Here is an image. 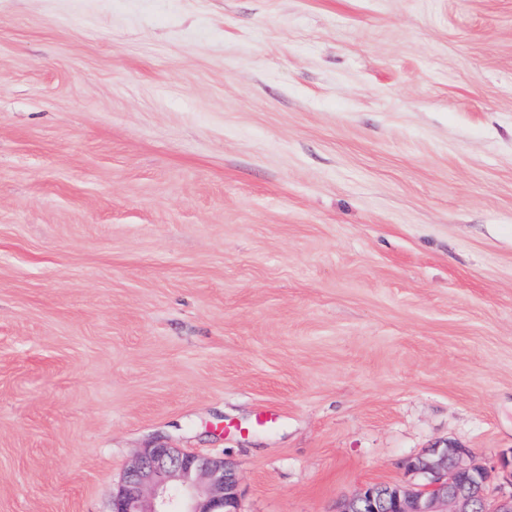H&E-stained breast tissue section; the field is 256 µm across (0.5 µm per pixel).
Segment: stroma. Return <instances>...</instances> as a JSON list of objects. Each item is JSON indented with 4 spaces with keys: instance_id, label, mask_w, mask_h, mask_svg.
Wrapping results in <instances>:
<instances>
[{
    "instance_id": "35a3bbf8",
    "label": "stroma",
    "mask_w": 512,
    "mask_h": 512,
    "mask_svg": "<svg viewBox=\"0 0 512 512\" xmlns=\"http://www.w3.org/2000/svg\"><path fill=\"white\" fill-rule=\"evenodd\" d=\"M156 443L239 512L512 450V0H0V512Z\"/></svg>"
}]
</instances>
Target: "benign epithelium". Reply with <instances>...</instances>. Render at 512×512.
Masks as SVG:
<instances>
[{
    "instance_id": "obj_1",
    "label": "benign epithelium",
    "mask_w": 512,
    "mask_h": 512,
    "mask_svg": "<svg viewBox=\"0 0 512 512\" xmlns=\"http://www.w3.org/2000/svg\"><path fill=\"white\" fill-rule=\"evenodd\" d=\"M408 470L420 483L390 497L368 486L336 512H512V494L490 499L474 494L475 484L464 480L471 471L490 485L500 473L512 482V459L495 465L477 458L467 448H432L429 457L409 462ZM111 512H238V478L227 461L200 456L158 443L143 449L126 470L112 496Z\"/></svg>"
}]
</instances>
